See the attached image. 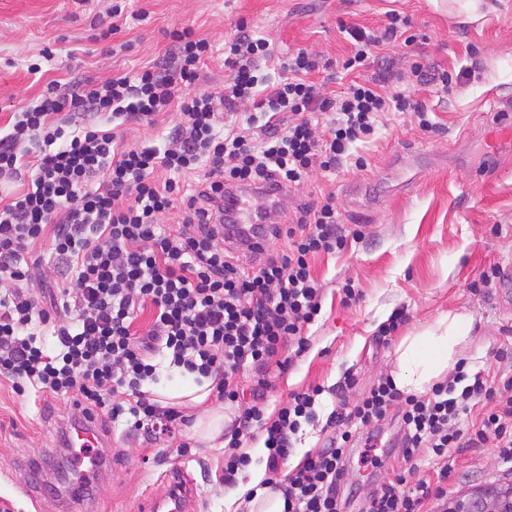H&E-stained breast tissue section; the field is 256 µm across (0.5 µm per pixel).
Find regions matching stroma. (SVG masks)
Segmentation results:
<instances>
[{
  "mask_svg": "<svg viewBox=\"0 0 512 512\" xmlns=\"http://www.w3.org/2000/svg\"><path fill=\"white\" fill-rule=\"evenodd\" d=\"M109 3L0 0V129L49 81L131 76L160 61L169 47L166 33L176 27H192L213 44L204 73L210 88L221 87L224 38L241 18L275 50L306 48L339 62L351 52L341 23L372 29L396 11L411 18L419 35L411 51L453 73L475 68L470 81L445 95L416 87L437 133H424L415 113L383 115L375 135L356 145L361 165L349 163L327 176L309 172L288 194L292 206L334 194L341 227L363 232L344 249L313 260L321 312L304 330L306 351L266 393L271 417L291 393L322 389L315 420L293 439L289 467L322 448L327 417L340 400H355L393 375L401 341L441 315L460 316L470 326L460 354L467 373L496 381L512 372L498 357L512 347V305L500 296L503 274L512 273V148L487 155L482 145L493 97H512V0H124L129 20L106 44L95 41L91 20ZM124 42L129 50L107 54L108 44ZM410 50L385 53L404 72ZM34 62L42 66L36 75L27 70ZM493 266L501 277L474 289L473 281ZM348 283L356 290L349 302L342 292ZM397 314L405 315L404 324L389 343L378 342L381 324ZM349 374L357 384L341 392ZM52 405L53 415L38 412L28 397L0 382V503L10 512H64L76 495L53 474L65 465L74 474L81 470L75 456L66 455L59 426L75 409L66 397ZM98 424L106 434L103 453L114 466L88 493L85 512H140L145 494L162 492L159 477L174 462L185 464L194 480L197 512H225L230 487L221 440L200 439L189 426L157 438L145 430L122 433L103 417ZM378 435L374 463H363V441L349 450L339 491L345 512H362L369 493L407 467L397 414L381 422ZM33 459L42 465V492L31 500L23 491L28 474L22 464ZM454 460L449 496L512 481V464L502 463L495 448H463Z\"/></svg>",
  "mask_w": 512,
  "mask_h": 512,
  "instance_id": "stroma-1",
  "label": "stroma"
}]
</instances>
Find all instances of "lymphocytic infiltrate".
<instances>
[{"instance_id":"lymphocytic-infiltrate-1","label":"lymphocytic infiltrate","mask_w":512,"mask_h":512,"mask_svg":"<svg viewBox=\"0 0 512 512\" xmlns=\"http://www.w3.org/2000/svg\"><path fill=\"white\" fill-rule=\"evenodd\" d=\"M411 26L395 11L377 29L342 24L354 47L342 70L369 66L381 47L413 45ZM169 37L168 55L135 75L47 83L0 129V186L24 184L0 203V380L39 400L70 397L83 416L159 433L187 421L146 389L161 363L211 381L217 400L249 396L224 434V480L235 482L249 466L246 444L263 435L266 484L282 494L285 512H342L353 435L393 411L405 431V460L430 449L437 477L411 483L397 473L372 492L364 512H423L447 496L459 448L490 444L511 464L512 375L491 382L460 369L426 397L403 395L392 377L380 378L352 405L331 411L324 448L287 469L291 440L314 418L321 389L291 393L266 417L270 369L286 368L285 347L305 351L303 329L321 311L312 259L363 232L343 234L329 194L298 205L290 223L267 225L268 239H287L288 250L246 267L224 247V190L290 188L310 171H334L387 112L417 113L427 133L437 126L407 85L385 92L390 68L329 96L311 78L315 55L300 49L274 57L243 19L224 42L226 77L218 90L198 87L212 55L209 40L188 27ZM272 61L281 71L274 82L263 73ZM169 113L176 121L164 145L123 143L122 126L152 125ZM187 175L196 178L193 188L183 182ZM175 212L179 221L166 223ZM43 242L63 268L51 294L29 286L28 255ZM148 308L149 329L135 331L138 312ZM479 398L492 407L473 421Z\"/></svg>"}]
</instances>
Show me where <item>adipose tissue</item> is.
Listing matches in <instances>:
<instances>
[{"label":"adipose tissue","mask_w":512,"mask_h":512,"mask_svg":"<svg viewBox=\"0 0 512 512\" xmlns=\"http://www.w3.org/2000/svg\"><path fill=\"white\" fill-rule=\"evenodd\" d=\"M468 332L462 318L447 315L422 335L407 337L398 349L397 388L410 392L429 388L454 361Z\"/></svg>","instance_id":"adipose-tissue-1"}]
</instances>
